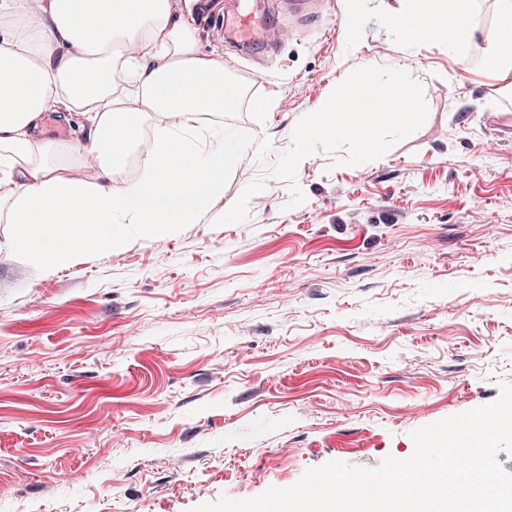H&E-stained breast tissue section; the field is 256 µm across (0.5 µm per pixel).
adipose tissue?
<instances>
[{
  "label": "adipose tissue",
  "instance_id": "ef3b65f1",
  "mask_svg": "<svg viewBox=\"0 0 512 512\" xmlns=\"http://www.w3.org/2000/svg\"><path fill=\"white\" fill-rule=\"evenodd\" d=\"M468 0H399L400 35L456 31L453 54L466 60L477 35ZM502 24L485 38L483 74L512 81V0H499ZM224 79L222 56L201 51L193 0H0V208L15 226V243L54 270L80 254L119 251L117 224L139 225L165 238L224 193L245 140L236 133L199 142L196 125L221 122L238 98ZM389 109L399 125L414 119L402 81L348 91L311 112L292 137L308 154L321 135L357 126L359 157L381 154L374 131ZM88 130L96 175L76 161L73 139L49 138L44 119ZM138 179L120 177L130 156Z\"/></svg>",
  "mask_w": 512,
  "mask_h": 512
}]
</instances>
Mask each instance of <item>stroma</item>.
<instances>
[{
	"instance_id": "obj_1",
	"label": "stroma",
	"mask_w": 512,
	"mask_h": 512,
	"mask_svg": "<svg viewBox=\"0 0 512 512\" xmlns=\"http://www.w3.org/2000/svg\"><path fill=\"white\" fill-rule=\"evenodd\" d=\"M276 0L194 4L201 45L242 93L224 193L158 240L51 271L0 221V512H193L288 488L331 461L405 459L411 431L512 381V140L485 126L512 88L482 40L407 43L398 0H337L272 51L227 19ZM356 13L349 26L348 13ZM402 78L416 119L292 156L307 113ZM271 102L263 126L251 99ZM263 183L262 196L250 185Z\"/></svg>"
}]
</instances>
